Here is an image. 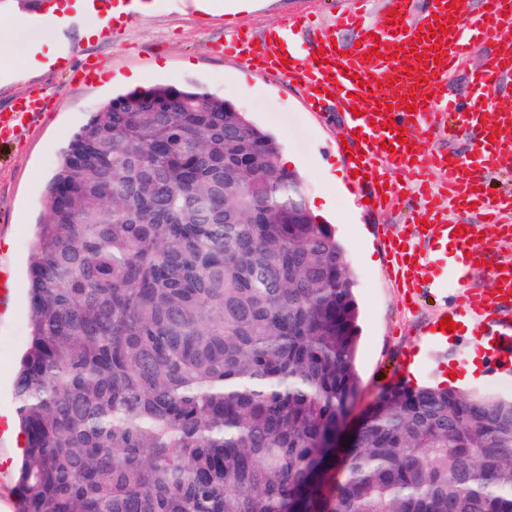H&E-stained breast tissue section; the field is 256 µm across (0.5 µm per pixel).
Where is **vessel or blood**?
<instances>
[{"label":"vessel or blood","instance_id":"1","mask_svg":"<svg viewBox=\"0 0 512 512\" xmlns=\"http://www.w3.org/2000/svg\"><path fill=\"white\" fill-rule=\"evenodd\" d=\"M368 0H351L337 12L331 27H315L310 16L270 28L263 51H254L244 30L225 37V45L261 78L296 83L309 111L335 104L346 120L341 134L352 157L347 179L378 211L412 192L416 205L407 218L418 235L428 238L445 272L488 273L490 289L456 296V304L476 317H494L496 348L493 369L512 368V261L501 268L484 263L488 250L512 242V190L489 191L481 172L493 169L512 152V98L498 94L504 76L512 74V40L486 52L471 75L474 94L462 104L448 95V83L468 55L487 37L512 27V0H484L468 9L466 0H381L378 12ZM444 24L445 35L431 29ZM354 34L353 44L335 49L337 31ZM496 103L495 118L486 121V100ZM45 109L41 94L30 93L10 111L0 112V141H10ZM476 129L469 157L428 152L431 140L457 141ZM476 211L479 221L456 231L444 223L447 204ZM498 227L497 237L481 240L482 225ZM388 246L408 269L407 293L421 283L410 264L416 254L407 240L390 236Z\"/></svg>","mask_w":512,"mask_h":512}]
</instances>
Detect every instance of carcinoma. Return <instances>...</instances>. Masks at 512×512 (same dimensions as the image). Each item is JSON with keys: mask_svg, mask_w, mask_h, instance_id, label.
I'll return each mask as SVG.
<instances>
[{"mask_svg": "<svg viewBox=\"0 0 512 512\" xmlns=\"http://www.w3.org/2000/svg\"><path fill=\"white\" fill-rule=\"evenodd\" d=\"M196 85L73 134L29 259L18 512H512V397L397 383L348 436L358 303L300 177Z\"/></svg>", "mask_w": 512, "mask_h": 512, "instance_id": "cac0c4a2", "label": "carcinoma"}]
</instances>
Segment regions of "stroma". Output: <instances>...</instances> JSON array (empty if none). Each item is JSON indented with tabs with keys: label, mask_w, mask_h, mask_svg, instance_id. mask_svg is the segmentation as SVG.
I'll use <instances>...</instances> for the list:
<instances>
[{
	"label": "stroma",
	"mask_w": 512,
	"mask_h": 512,
	"mask_svg": "<svg viewBox=\"0 0 512 512\" xmlns=\"http://www.w3.org/2000/svg\"><path fill=\"white\" fill-rule=\"evenodd\" d=\"M141 7L111 36H87L100 15L85 13L57 31L54 41L67 55L65 64L16 75L0 72V111L29 92L42 93L46 110L38 121L0 143V265L14 282L7 305H0V422L14 413L12 385L20 353L28 344L30 248L40 201L70 137L113 97L127 93L120 76L138 74L142 87L196 84L247 112L278 139L281 157L293 160L307 202L332 208L318 215L343 243L360 309L355 368L360 392L348 416L356 426L380 392L402 382L404 363L417 359L416 384L433 385L447 363L466 357L468 337L432 341L435 320L456 317L454 289L432 286L409 299L387 248L390 234L413 235L404 216L412 200L383 211H365L353 186L339 188L334 177L345 165L338 146L343 115L327 106L309 111L298 89L275 78L254 76L224 50L227 29L249 31L262 43L272 26L287 24L297 13L312 12L321 24L333 21L341 0H261L259 8L235 14H205L184 0H140ZM101 62L102 79L84 82L77 73L87 58Z\"/></svg>",
	"instance_id": "stroma-1"
}]
</instances>
